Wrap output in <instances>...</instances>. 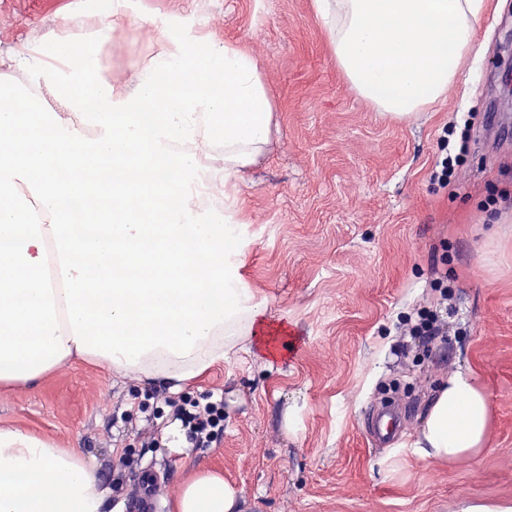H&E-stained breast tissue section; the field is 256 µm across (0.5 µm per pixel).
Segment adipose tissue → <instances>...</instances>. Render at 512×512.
<instances>
[{"label":"adipose tissue","mask_w":512,"mask_h":512,"mask_svg":"<svg viewBox=\"0 0 512 512\" xmlns=\"http://www.w3.org/2000/svg\"><path fill=\"white\" fill-rule=\"evenodd\" d=\"M489 0H313L345 80L378 112L410 119L445 97L477 40ZM66 69L33 55L30 95L0 72V383L35 382L76 358L180 389L224 361L264 314L240 274L234 224H214L187 191L196 154L174 156L205 122L224 145V180L240 176L269 140L272 102L258 64L237 43L189 41L115 86L89 45L65 42ZM83 118L97 131L84 138ZM136 185L112 207L106 238L87 234L62 207L79 197L90 214L87 173ZM33 182L51 223L16 203ZM489 395L471 369L440 384L412 442L421 461H451L486 448ZM109 491L76 449L0 426V512H104ZM169 512H244L239 489L211 468L186 469Z\"/></svg>","instance_id":"1"}]
</instances>
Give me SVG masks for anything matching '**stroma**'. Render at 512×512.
Returning a JSON list of instances; mask_svg holds the SVG:
<instances>
[{
  "instance_id": "1",
  "label": "stroma",
  "mask_w": 512,
  "mask_h": 512,
  "mask_svg": "<svg viewBox=\"0 0 512 512\" xmlns=\"http://www.w3.org/2000/svg\"><path fill=\"white\" fill-rule=\"evenodd\" d=\"M181 35L248 45L273 102L270 141L223 213L247 246L240 272L265 307L275 355L243 342L173 392L74 359L34 384H0V425L78 449L126 512L138 475L166 505L190 464L217 468L246 512H464L512 505V0L480 25L486 51L447 96L392 121L350 90L313 0H0V63L69 35L97 37L121 86ZM472 124L448 185L434 180L444 129ZM446 336H412L416 312ZM471 368L493 413L488 445L451 462L409 444L439 381ZM402 389L393 440L372 422ZM224 402V427L198 446L169 399Z\"/></svg>"
}]
</instances>
